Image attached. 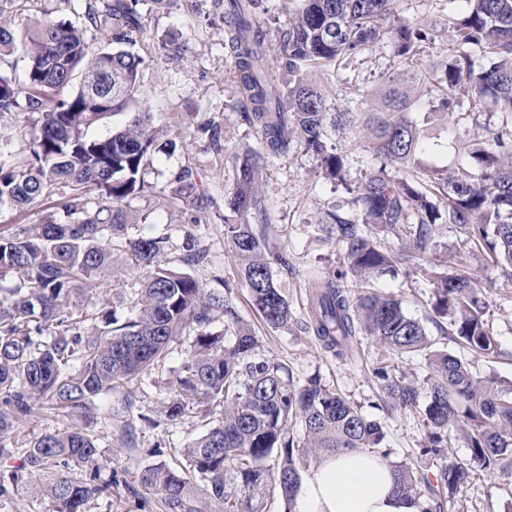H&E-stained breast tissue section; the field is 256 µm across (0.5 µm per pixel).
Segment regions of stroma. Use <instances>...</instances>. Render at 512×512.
<instances>
[{"instance_id": "obj_1", "label": "stroma", "mask_w": 512, "mask_h": 512, "mask_svg": "<svg viewBox=\"0 0 512 512\" xmlns=\"http://www.w3.org/2000/svg\"><path fill=\"white\" fill-rule=\"evenodd\" d=\"M84 4L85 0H18L13 21L26 27L49 17L75 21L82 16ZM289 7L288 0L257 2V18L270 47L268 65L276 73L281 70L277 46ZM137 10L140 28L131 35V49L143 63L135 108L152 113L164 146L152 159L148 176L152 191L128 201L127 210L134 219L132 234L169 233L174 261L182 256L186 238L194 237L203 258L191 266V273L218 291L231 286L242 318L262 340L261 355L288 364L298 384L320 379L380 422L391 464L413 466L433 479L446 463L469 462L471 452L460 439L453 440L447 457L423 454L421 446L429 433L426 421L417 412L390 408L385 401L375 369L386 364L419 373L423 370L421 356L396 355L371 337L360 336L355 342L356 357L341 359L321 349L303 328L308 315V278L348 269L341 244L323 227L328 212L334 210L353 220L358 217L352 199L379 167L365 130L340 129L328 135L329 143L344 159V180L325 177L317 158L299 149L269 159L264 168L266 231L288 250L290 271L277 273L276 278L293 311L288 328H268L239 279L238 260L224 231V202L235 183L236 157L261 147L258 131L242 118L241 96L231 83L234 63L224 49V6L221 0H164L160 5L155 0H139ZM385 25L417 26L431 38L420 44L412 62H403L387 41L352 62L308 69V82L320 87L340 108L378 105L389 82L400 84L408 94L402 117L417 125L422 142L414 165L392 168V176L409 180L445 171H469L465 145L483 147L489 132L512 123V113L488 103L466 106L452 115L441 107L432 86L439 63L452 61L455 51L448 9L442 0H393ZM188 167L197 172L203 191L184 199L176 194L177 178ZM446 260L465 268L477 281L486 299L489 326L502 346L511 349L512 281L501 275L487 249L468 242L457 225H436L430 251L396 275L381 278L377 288L399 299L406 313L423 323L434 347L469 363L477 374L494 373L512 380V361L477 356L435 325L430 272ZM180 363V351H173L151 382L135 380L128 385L126 393L134 396L136 411L158 421L157 427L143 428L137 448L121 447L106 425L96 424L101 452L98 472L101 480L111 481L112 493L93 502L91 512H165L160 499L141 487L137 472L148 449L183 447L204 429L202 422L191 416L175 422L162 417V405ZM71 423L70 416L41 410L20 425L15 446L0 457V483L6 486L0 495V512H49L47 500L34 490L11 485L9 476L20 466L31 440ZM511 505L512 468L491 472L476 468L469 483L448 497L444 512H506Z\"/></svg>"}]
</instances>
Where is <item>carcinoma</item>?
Masks as SVG:
<instances>
[{"mask_svg":"<svg viewBox=\"0 0 512 512\" xmlns=\"http://www.w3.org/2000/svg\"><path fill=\"white\" fill-rule=\"evenodd\" d=\"M13 2L0 0V60L20 51L26 67L21 81L0 75V143L8 140L5 120L20 112L39 114L40 132L24 158L0 159V207L35 206L61 188L73 198L40 224L0 231V282H12L0 288V455L9 434L37 410L80 417L63 431L34 438L13 483L42 477L34 490L49 500V512H87L112 487L100 482L98 470L86 472L100 457L95 400L124 390L135 378L151 377L185 337L190 342L162 413L171 422L192 414L207 429L168 459L161 447L151 449L155 460L138 470L141 486L160 497L165 512H269L270 500L295 512L308 462L341 449L387 459L383 427L361 407L318 381L295 383L284 364L258 355L261 339L241 317L229 284L219 293L170 266L166 233L129 236L125 204L148 188L157 129L150 113L137 112L120 131H92L139 95L143 60L122 48L139 26L138 0H94L86 4L82 24L49 18L20 28L6 18ZM254 2L224 0L232 82L243 98L245 120L262 139V150L243 154L239 162L224 222L253 307L265 324L279 329L293 312L271 264L290 270L288 252L248 221L265 211L260 184L266 160L299 146L320 158L326 176L342 178L344 159L328 145L327 127L355 124L360 110L336 108L302 70L350 61L379 44L388 34L382 20L392 0H293L276 77L263 71L269 46ZM463 2V12L450 15L455 55L444 66V83L435 87L441 104L454 112L464 86L474 102L490 98L512 112V0ZM89 28L104 34L103 47L92 49ZM426 40L422 28L401 25L393 31L396 53L406 60ZM474 48L496 59L476 76L470 70ZM369 129L380 167L354 199L361 222L328 214V232L341 244L362 292L352 295L343 273L308 281L311 319L305 330L338 358L361 334L401 355L423 354L422 377L387 366L375 370L386 401L420 411L430 424L425 453L445 455L456 433L472 459L493 471L512 452V383L501 387L495 377L480 376L457 356L432 348L425 327L396 298L377 292L374 280L425 255L443 218L473 244L486 245L491 261L512 278V153L500 151L512 132H493L486 147L469 153L470 175L446 172L408 181L392 178L387 168L414 161L419 129L401 119L394 104L371 113ZM91 190L101 192L103 201L88 205ZM369 224L403 241L402 252L370 238ZM118 247L130 252L139 281L123 320L83 300L114 273ZM434 291L433 310L449 318L451 335L476 354L512 358L490 330L486 302L464 271L435 274ZM133 407L127 395L122 410L103 416L124 448L135 445L136 421L153 423L134 415ZM272 458L276 463L270 465ZM471 472L451 464L433 482L402 466L397 485L426 504L423 512H442L445 499L468 483Z\"/></svg>","mask_w":512,"mask_h":512,"instance_id":"obj_1","label":"carcinoma"}]
</instances>
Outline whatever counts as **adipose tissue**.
I'll return each instance as SVG.
<instances>
[{"label": "adipose tissue", "instance_id": "1", "mask_svg": "<svg viewBox=\"0 0 512 512\" xmlns=\"http://www.w3.org/2000/svg\"><path fill=\"white\" fill-rule=\"evenodd\" d=\"M298 512H422L420 500L403 495L386 460L342 450L312 467L297 494Z\"/></svg>", "mask_w": 512, "mask_h": 512}]
</instances>
